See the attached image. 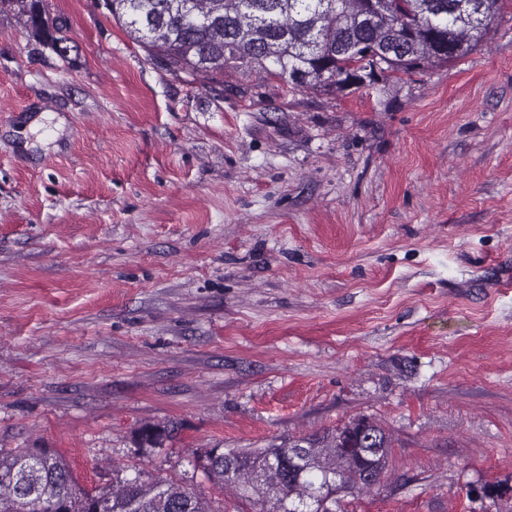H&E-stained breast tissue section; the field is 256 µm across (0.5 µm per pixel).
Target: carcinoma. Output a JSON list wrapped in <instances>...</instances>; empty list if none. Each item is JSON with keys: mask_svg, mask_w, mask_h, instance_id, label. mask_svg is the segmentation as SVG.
I'll list each match as a JSON object with an SVG mask.
<instances>
[{"mask_svg": "<svg viewBox=\"0 0 512 512\" xmlns=\"http://www.w3.org/2000/svg\"><path fill=\"white\" fill-rule=\"evenodd\" d=\"M33 37L58 48L41 0H14ZM128 37L160 68L202 86L224 71H258L326 94L445 65L485 40L499 0H103ZM391 436L373 419L260 448H206L194 467L255 512H336L341 499L381 484ZM508 487L483 486L484 512ZM213 512L184 479L131 478L90 491L48 448H0V512Z\"/></svg>", "mask_w": 512, "mask_h": 512, "instance_id": "carcinoma-1", "label": "carcinoma"}]
</instances>
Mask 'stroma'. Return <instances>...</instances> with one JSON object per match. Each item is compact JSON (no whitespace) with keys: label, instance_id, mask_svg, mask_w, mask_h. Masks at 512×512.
<instances>
[{"label":"stroma","instance_id":"1","mask_svg":"<svg viewBox=\"0 0 512 512\" xmlns=\"http://www.w3.org/2000/svg\"><path fill=\"white\" fill-rule=\"evenodd\" d=\"M42 9L66 56L0 0V448L252 512L195 451L366 415L392 457L341 512H483L512 482V0L467 56L339 94L192 84L97 0Z\"/></svg>","mask_w":512,"mask_h":512}]
</instances>
